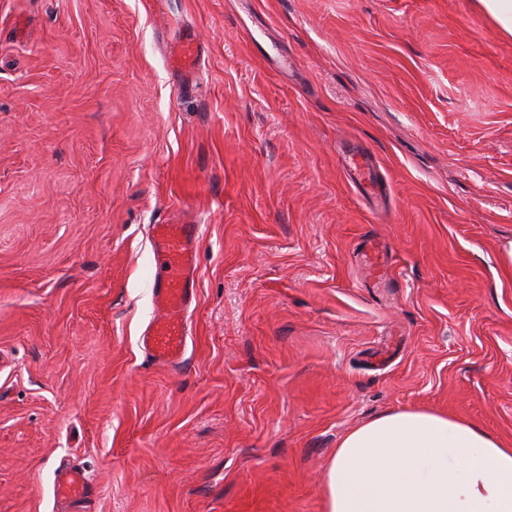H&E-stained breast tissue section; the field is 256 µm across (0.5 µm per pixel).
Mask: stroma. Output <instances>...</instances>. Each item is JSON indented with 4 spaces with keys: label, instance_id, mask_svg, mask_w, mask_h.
<instances>
[{
    "label": "stroma",
    "instance_id": "obj_1",
    "mask_svg": "<svg viewBox=\"0 0 512 512\" xmlns=\"http://www.w3.org/2000/svg\"><path fill=\"white\" fill-rule=\"evenodd\" d=\"M188 212L172 368L139 345L149 227ZM510 242L512 35L479 0H0V512H74L66 462L92 512H323L395 410L512 448ZM198 54V44L191 36L184 37L171 52L174 66L186 79H188L196 69ZM89 484V478L84 471L70 467L58 476L56 493L74 503H85L88 498Z\"/></svg>",
    "mask_w": 512,
    "mask_h": 512
}]
</instances>
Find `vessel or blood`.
<instances>
[{
    "instance_id": "obj_1",
    "label": "vessel or blood",
    "mask_w": 512,
    "mask_h": 512,
    "mask_svg": "<svg viewBox=\"0 0 512 512\" xmlns=\"http://www.w3.org/2000/svg\"><path fill=\"white\" fill-rule=\"evenodd\" d=\"M198 54L194 38L184 37L172 51L176 69L183 76H191ZM202 236V226L186 217L151 227L155 315L141 338L142 349L151 361L177 366L184 360L190 335V308L196 297L198 248ZM89 484L84 471L71 467L60 473L56 493L74 503H83L88 498Z\"/></svg>"
}]
</instances>
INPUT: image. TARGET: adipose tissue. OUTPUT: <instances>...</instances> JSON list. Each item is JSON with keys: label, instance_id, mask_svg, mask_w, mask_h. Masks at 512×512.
I'll return each mask as SVG.
<instances>
[{"label": "adipose tissue", "instance_id": "ef3b65f1", "mask_svg": "<svg viewBox=\"0 0 512 512\" xmlns=\"http://www.w3.org/2000/svg\"><path fill=\"white\" fill-rule=\"evenodd\" d=\"M322 494L324 512H512V448L460 418L391 411L340 440Z\"/></svg>", "mask_w": 512, "mask_h": 512}]
</instances>
